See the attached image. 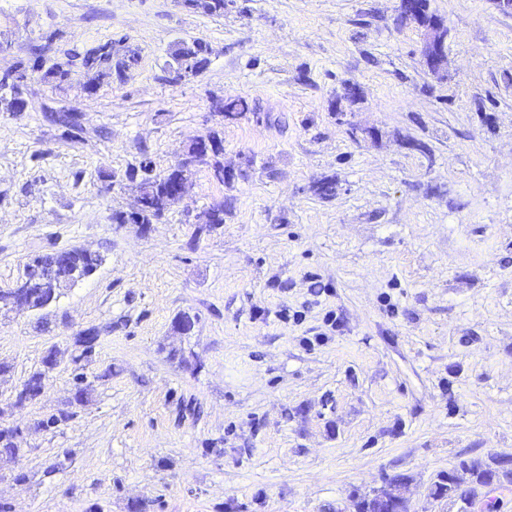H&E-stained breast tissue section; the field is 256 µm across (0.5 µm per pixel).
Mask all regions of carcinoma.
I'll return each instance as SVG.
<instances>
[{
    "mask_svg": "<svg viewBox=\"0 0 512 512\" xmlns=\"http://www.w3.org/2000/svg\"><path fill=\"white\" fill-rule=\"evenodd\" d=\"M190 8L209 16L224 15L225 0H189ZM208 47L201 41H181L174 44L170 56L169 73L172 79L179 80L187 75L199 73L207 64ZM112 45L105 44L88 52L82 60L83 65L91 66L96 76L93 81L112 77V73L122 66V60H110ZM112 64H107V61ZM28 80L26 68L19 67L14 71L6 72L0 76V110L5 112H18L21 104L17 98L23 93V87ZM214 111L224 114V119L234 120L236 117L251 112L260 111L259 103L245 97H228L213 102ZM221 140L216 136L201 139L188 147V153L202 159H210L213 168L221 170L220 180L231 184L236 174L224 170L217 157L221 153ZM143 176L140 181L137 207L113 216L117 224H151L160 217L165 210L167 191L166 185L176 176V170L164 175H152L148 172V165H140ZM224 223V205L219 204L209 208L202 216V223L195 229V234L211 232L218 225ZM100 255L81 249H70L62 254L52 253L35 257L24 270V280L21 286L7 291L0 290V309L10 311L25 307L38 309L48 305L57 298L58 289L62 285L74 282L92 274L100 265ZM499 457L491 458L488 463L478 461H460V467L469 471L473 482L480 486L491 478H496L500 485L512 484V468L499 470L496 464ZM454 478L453 472L441 476L434 484L432 495L435 497H448L459 495L463 501H468L465 492L457 493V488L448 484Z\"/></svg>",
    "mask_w": 512,
    "mask_h": 512,
    "instance_id": "obj_1",
    "label": "carcinoma"
}]
</instances>
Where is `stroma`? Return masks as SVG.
<instances>
[{"instance_id": "obj_1", "label": "stroma", "mask_w": 512, "mask_h": 512, "mask_svg": "<svg viewBox=\"0 0 512 512\" xmlns=\"http://www.w3.org/2000/svg\"><path fill=\"white\" fill-rule=\"evenodd\" d=\"M430 9L449 33L439 77L400 0H235L220 17L0 0V74L28 70L24 110L0 112V289L39 255L102 258L51 305L0 314V428L21 449L0 456V512H354L399 474L410 512H462L432 497L440 475L512 456V14ZM193 39L208 66L167 82ZM117 41L135 62L92 84L79 55ZM235 96L266 122L214 112ZM212 134L245 177L197 165L159 220L114 222L128 171L165 173ZM219 203L223 224L195 235Z\"/></svg>"}]
</instances>
